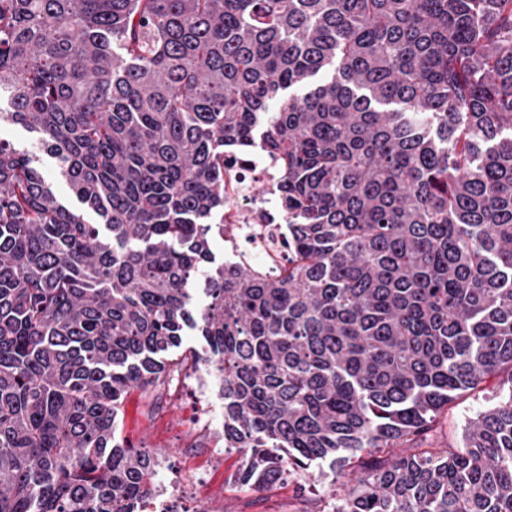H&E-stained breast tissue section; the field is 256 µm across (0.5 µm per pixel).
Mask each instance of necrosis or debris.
Masks as SVG:
<instances>
[{
	"label": "necrosis or debris",
	"mask_w": 512,
	"mask_h": 512,
	"mask_svg": "<svg viewBox=\"0 0 512 512\" xmlns=\"http://www.w3.org/2000/svg\"><path fill=\"white\" fill-rule=\"evenodd\" d=\"M277 162L255 151L224 164V247L232 260L263 274L287 264V220L278 207Z\"/></svg>",
	"instance_id": "1"
}]
</instances>
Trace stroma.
I'll list each match as a JSON object with an SVG mask.
<instances>
[{"instance_id":"1","label":"stroma","mask_w":512,"mask_h":512,"mask_svg":"<svg viewBox=\"0 0 512 512\" xmlns=\"http://www.w3.org/2000/svg\"><path fill=\"white\" fill-rule=\"evenodd\" d=\"M0 139L33 155L57 199L69 208H77L75 197L58 176L53 160L44 155L36 134L18 125H2ZM203 346L200 337L190 334L173 352L174 357L191 362L179 396H171L166 390L149 394L139 389L126 395L118 415V437L130 447L157 457L161 466L156 470L155 482L169 480L176 473L203 474V481L187 486L184 494L173 501L174 512H325L334 490L333 472L325 463L311 468L309 481L313 488L309 491L291 482L257 491L235 484L242 454L224 446V402L216 394L219 380L196 360ZM201 386L213 392L211 424L207 427L191 421V399ZM483 406L484 398L478 392L463 394L449 403L428 430L425 447H460L467 419Z\"/></svg>"}]
</instances>
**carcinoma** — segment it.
Masks as SVG:
<instances>
[{"label":"carcinoma","mask_w":512,"mask_h":512,"mask_svg":"<svg viewBox=\"0 0 512 512\" xmlns=\"http://www.w3.org/2000/svg\"><path fill=\"white\" fill-rule=\"evenodd\" d=\"M4 98L100 221L0 140V512H135L118 412L188 331L241 486L328 462V512H512V0H0ZM243 147L281 275L211 250ZM475 391L462 447L393 452Z\"/></svg>","instance_id":"carcinoma-1"}]
</instances>
